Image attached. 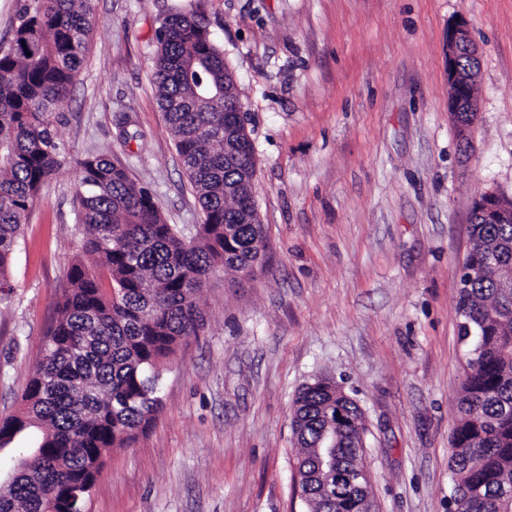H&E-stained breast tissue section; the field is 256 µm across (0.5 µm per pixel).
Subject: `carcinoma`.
Masks as SVG:
<instances>
[{
    "label": "carcinoma",
    "mask_w": 512,
    "mask_h": 512,
    "mask_svg": "<svg viewBox=\"0 0 512 512\" xmlns=\"http://www.w3.org/2000/svg\"><path fill=\"white\" fill-rule=\"evenodd\" d=\"M95 23L92 0H27L8 46L0 47V295L10 294V266L41 188L64 156L56 124L82 65ZM153 79L158 105L204 220L185 230L164 219L151 192L103 155L78 161V219L83 254L66 274L55 320L23 395V408L0 420V441L41 431L28 469L0 489V512H85L89 490L112 448L129 444L156 420L161 372L204 315L196 296L211 271L240 273L259 263L265 237L243 224L240 201L224 187L255 165L240 130L238 156L224 158V122L234 80L224 52L197 13L166 16L157 31ZM474 251L466 261L493 263L465 283L461 297L477 330L468 346L450 436V497L456 512H506L512 507V223L474 215ZM96 257L93 266L84 256ZM346 427L336 429V410ZM291 426L299 451L301 497L308 512H361L365 481L345 482V503L316 447L336 438V463L363 465L365 427L359 405L327 379L298 390Z\"/></svg>",
    "instance_id": "cac0c4a2"
}]
</instances>
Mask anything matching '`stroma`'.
<instances>
[{
	"label": "stroma",
	"instance_id": "35a3bbf8",
	"mask_svg": "<svg viewBox=\"0 0 512 512\" xmlns=\"http://www.w3.org/2000/svg\"><path fill=\"white\" fill-rule=\"evenodd\" d=\"M96 24L0 301V419L17 414L82 250L77 163L103 154L168 223L204 215L152 82L156 32L196 11L234 73L267 254L215 270L206 323L162 366L163 409L104 463L88 512H307L291 428L323 377L362 409L376 512H448L457 302L475 197H512V0H93ZM479 68L472 148L448 111V28Z\"/></svg>",
	"mask_w": 512,
	"mask_h": 512
}]
</instances>
